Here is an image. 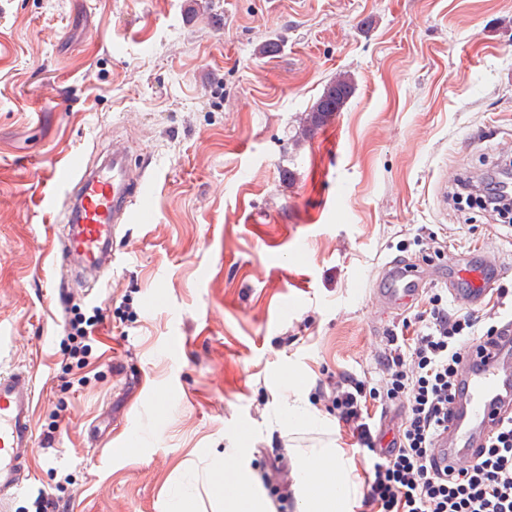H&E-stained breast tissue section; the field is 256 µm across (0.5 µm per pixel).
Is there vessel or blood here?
Masks as SVG:
<instances>
[{
  "label": "vessel or blood",
  "mask_w": 512,
  "mask_h": 512,
  "mask_svg": "<svg viewBox=\"0 0 512 512\" xmlns=\"http://www.w3.org/2000/svg\"><path fill=\"white\" fill-rule=\"evenodd\" d=\"M57 199L66 213L68 233L63 264H75L79 274L105 279L118 225L129 223L132 205H146L148 181L133 170L127 146L112 144V161L99 169L80 160L54 168ZM498 266L480 257L477 266L458 265L459 287L449 294L470 309L486 305L496 286ZM425 277L412 262L393 260L377 281L376 296L389 309H398L422 293ZM462 390L452 405L447 431L435 440L440 467L474 460L476 448L487 445L507 413H512V322L505 323L497 345L473 346L460 375ZM35 384L17 370L0 372V506L26 488L34 448Z\"/></svg>",
  "instance_id": "1"
}]
</instances>
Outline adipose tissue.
I'll use <instances>...</instances> for the list:
<instances>
[{
    "mask_svg": "<svg viewBox=\"0 0 512 512\" xmlns=\"http://www.w3.org/2000/svg\"><path fill=\"white\" fill-rule=\"evenodd\" d=\"M303 512H346L357 493L349 463L331 448H311L300 456L295 468ZM235 492L224 500V512H270L256 477L236 470Z\"/></svg>",
    "mask_w": 512,
    "mask_h": 512,
    "instance_id": "1",
    "label": "adipose tissue"
}]
</instances>
